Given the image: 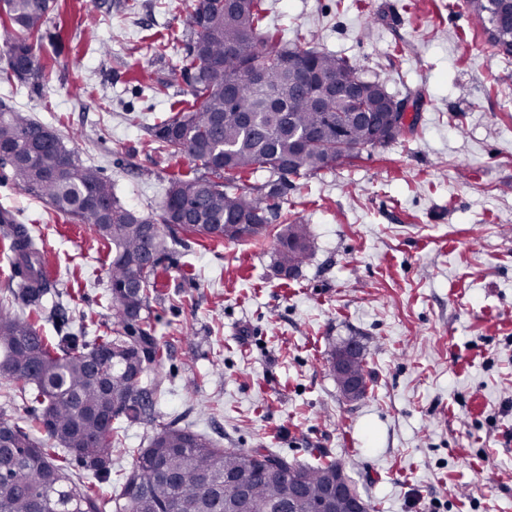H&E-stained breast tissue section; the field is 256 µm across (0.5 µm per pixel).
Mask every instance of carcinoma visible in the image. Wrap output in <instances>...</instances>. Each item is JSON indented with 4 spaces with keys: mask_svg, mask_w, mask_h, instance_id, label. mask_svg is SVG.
<instances>
[{
    "mask_svg": "<svg viewBox=\"0 0 512 512\" xmlns=\"http://www.w3.org/2000/svg\"><path fill=\"white\" fill-rule=\"evenodd\" d=\"M54 0H0L5 74L19 81L41 77L38 40ZM185 54L172 80L187 81L190 105L153 125L152 135L173 155L199 163L202 173L169 180L160 220L124 206L112 181L85 166L60 136L0 104V161L24 189L62 216L85 224L112 245L108 268L112 328L44 336L45 301L56 292L45 280L46 260L30 231L0 211V232L10 241L16 287L0 300V376L38 405L37 437L0 416V512H225L248 484L254 512H288V480L304 495L297 512H320L321 498L339 463L305 465L266 448H222L203 434L163 425L133 470L112 491V425L152 415L163 380L157 371L167 349L149 323V286L161 275L168 249L160 222L186 240L274 241L275 267L291 273L307 264V226L268 201L286 193L290 179L315 175L359 153L327 155L324 143L342 134L360 148L384 146L406 123L376 141L377 123L354 122L357 111L382 112L384 101L405 112L409 100L384 92L356 65L323 49L271 44L264 0H197L187 17ZM259 69V81L249 70ZM268 173L258 197L246 181ZM21 300L27 311L17 313ZM95 482H74L71 459Z\"/></svg>",
    "mask_w": 512,
    "mask_h": 512,
    "instance_id": "obj_1",
    "label": "carcinoma"
}]
</instances>
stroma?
Segmentation results:
<instances>
[{"label":"stroma","instance_id":"obj_1","mask_svg":"<svg viewBox=\"0 0 512 512\" xmlns=\"http://www.w3.org/2000/svg\"><path fill=\"white\" fill-rule=\"evenodd\" d=\"M38 82L0 101L63 138L121 202L159 216L192 172L151 134L186 99L171 84L195 0H57ZM285 40L353 61L416 125L353 164L293 178L282 211L313 255L292 274L272 239L172 243L152 300L167 347L150 418L112 433V483L173 422L227 448L342 463L369 512H512V55L466 0H266ZM165 93H155L157 85ZM31 228L61 293L41 326L111 324L110 249L24 191L0 163V210ZM364 347V395L340 393L331 351Z\"/></svg>","mask_w":512,"mask_h":512}]
</instances>
